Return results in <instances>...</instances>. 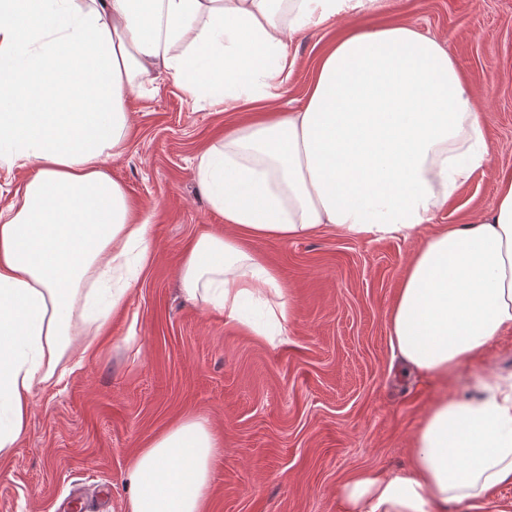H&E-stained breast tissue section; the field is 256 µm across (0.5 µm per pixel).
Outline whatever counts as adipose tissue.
Masks as SVG:
<instances>
[{"instance_id": "obj_1", "label": "adipose tissue", "mask_w": 512, "mask_h": 512, "mask_svg": "<svg viewBox=\"0 0 512 512\" xmlns=\"http://www.w3.org/2000/svg\"><path fill=\"white\" fill-rule=\"evenodd\" d=\"M388 0H0V169L33 168L0 208V455L23 438L35 389L79 336L98 335L129 285L113 263L154 257L149 222L102 168L127 142V95L165 74L192 102L240 111L278 99L289 48L336 19L352 26L322 57L301 107L246 115L195 158L194 180L220 234L199 236L179 280L189 299L262 336L295 316L257 239L329 227L407 239L433 223L489 150L474 88L436 39L357 19ZM512 332V171L497 205L422 240L388 314L391 348L447 378ZM224 447L187 416L132 459L127 512H207ZM512 483V382L483 381L434 402L408 473L357 470L343 512H485Z\"/></svg>"}]
</instances>
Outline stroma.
Here are the masks:
<instances>
[{"mask_svg": "<svg viewBox=\"0 0 512 512\" xmlns=\"http://www.w3.org/2000/svg\"><path fill=\"white\" fill-rule=\"evenodd\" d=\"M407 24L440 40L478 93L488 165L439 211L435 226L492 211L496 175L512 170V0H391L365 28ZM345 21L296 38L292 78L270 110L298 107L323 50ZM124 152L103 164L148 216L155 259L110 315L93 355L67 353L61 379L34 392L27 432L0 456V512H126L135 453L182 417L206 418L224 439L208 512H342L339 486L364 467L405 471L409 448L442 395L477 378L512 377V334L446 380L405 367L387 316L421 238L371 240L330 228L257 241L295 306L288 339L269 343L188 301L178 270L192 242L220 233L193 161L236 115L194 105L166 78L126 100Z\"/></svg>", "mask_w": 512, "mask_h": 512, "instance_id": "obj_1", "label": "stroma"}]
</instances>
